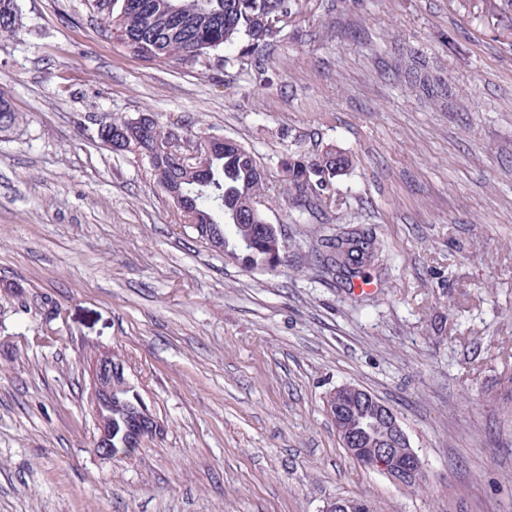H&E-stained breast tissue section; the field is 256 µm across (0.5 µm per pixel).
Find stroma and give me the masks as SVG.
<instances>
[{"instance_id":"stroma-1","label":"stroma","mask_w":512,"mask_h":512,"mask_svg":"<svg viewBox=\"0 0 512 512\" xmlns=\"http://www.w3.org/2000/svg\"><path fill=\"white\" fill-rule=\"evenodd\" d=\"M0 39V512H512V35L486 0H303L269 45L146 62L96 0H19ZM454 96L405 90L400 48ZM232 138L267 172L277 269L212 251L101 115ZM352 165L296 207L281 158ZM382 239L357 294L312 260L323 235ZM120 358L162 439L108 460L87 386ZM391 407L426 479L355 463L324 401Z\"/></svg>"}]
</instances>
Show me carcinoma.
Returning a JSON list of instances; mask_svg holds the SVG:
<instances>
[{
    "instance_id": "carcinoma-1",
    "label": "carcinoma",
    "mask_w": 512,
    "mask_h": 512,
    "mask_svg": "<svg viewBox=\"0 0 512 512\" xmlns=\"http://www.w3.org/2000/svg\"><path fill=\"white\" fill-rule=\"evenodd\" d=\"M300 0H116L104 14L105 23L125 47L148 62L188 64L202 55L217 54L226 46L247 42L250 46L269 44L277 32L266 26L269 16L291 18ZM20 14L18 0H0V38L16 36ZM408 89L433 103L448 99V83L434 75L414 54L399 65ZM9 98L0 92V132L18 123ZM101 140L115 153L136 152L147 159L151 169L162 171L158 180L163 190L186 197L187 217L198 237L213 250L226 241L245 244L243 259L252 267L270 266L282 254L283 238L278 228L266 223L256 207L263 195L267 174L254 154L232 139L224 146L210 145V139L187 140L205 155L208 179L201 173L175 164L165 150L166 129L152 120L149 129L134 119L102 117ZM351 159L333 147L309 157L290 154L282 161L288 175L289 194L298 208L319 200L333 190L337 177L348 171ZM382 242L369 233L349 230L326 239L323 256L326 272L345 280L365 278L376 260ZM139 395L117 381L112 394V456L127 453L136 440ZM336 404L344 421L341 432L352 433L365 448H377L383 430L368 426L373 410L355 392L344 390L326 398Z\"/></svg>"
}]
</instances>
